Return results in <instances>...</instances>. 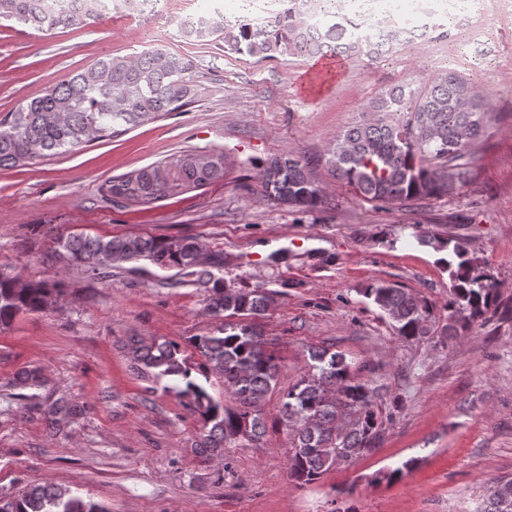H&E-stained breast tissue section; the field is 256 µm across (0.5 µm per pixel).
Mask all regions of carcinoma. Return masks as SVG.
Returning a JSON list of instances; mask_svg holds the SVG:
<instances>
[{
  "label": "carcinoma",
  "mask_w": 512,
  "mask_h": 512,
  "mask_svg": "<svg viewBox=\"0 0 512 512\" xmlns=\"http://www.w3.org/2000/svg\"><path fill=\"white\" fill-rule=\"evenodd\" d=\"M123 0H0V22L17 23L42 33L82 28L119 10ZM359 21L344 15L321 18L309 26L298 0L261 23L241 15L224 19L215 7L178 23L181 36L204 42H224V52L259 61L275 55L360 56L379 59L419 31L425 35L444 28L426 18L398 27L385 42L363 41L353 28ZM193 62L161 48L133 56H106L83 71L72 72L45 88L41 95L19 104L0 121V168L23 166L37 158L63 154L72 148L116 137L158 118L183 112L195 102ZM488 111L480 88L454 69L439 72L429 87L396 86L368 103L329 150L333 177L346 182L371 202L388 205L448 194L454 178H462L454 162L480 136ZM224 178V155L187 150L159 163L116 176L106 183L112 204L151 205L187 187L200 188ZM262 191L273 201L312 210L324 194L311 164L296 151L274 156L260 172ZM53 242L70 265L104 279L120 262L146 260L160 269H176L175 285L205 288V310L220 319L206 334L180 341L146 343L131 339L128 354L137 376L163 385L198 417L202 433L192 448L207 464L226 456L237 443L261 439L266 432L264 406L277 384L274 341L259 328L271 298L257 289L224 285L216 275L222 259H201L191 237H117L105 240L82 232L57 231ZM450 286L448 331L454 323H469L496 306L494 277L480 268L464 243H456L448 258ZM56 285L22 282L0 273V325L20 313L39 312L53 302ZM365 296L394 322L397 335L408 342L429 335L430 306L418 294L394 283H374ZM308 372L280 397L278 422L293 437L288 477L300 484L316 482L336 464L372 450L384 420L376 390L358 379L346 357L328 348L310 352ZM222 381L237 401L234 408L214 399L210 378ZM15 384L44 386L39 370H24ZM76 406L57 398L44 414L53 431L76 414ZM6 512H107L92 498L68 489L32 485L5 501ZM483 512H512V480L496 479L486 488Z\"/></svg>",
  "instance_id": "carcinoma-1"
}]
</instances>
